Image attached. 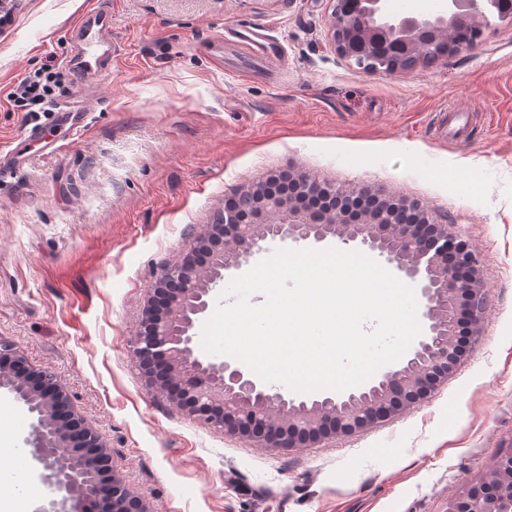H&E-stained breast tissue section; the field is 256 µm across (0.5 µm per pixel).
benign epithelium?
Returning a JSON list of instances; mask_svg holds the SVG:
<instances>
[{"label":"benign epithelium","mask_w":512,"mask_h":512,"mask_svg":"<svg viewBox=\"0 0 512 512\" xmlns=\"http://www.w3.org/2000/svg\"><path fill=\"white\" fill-rule=\"evenodd\" d=\"M352 21L333 10L336 51L344 58L374 53L426 63L425 46L491 10V0H443L402 17L387 0H356ZM335 185L298 171H279L242 187L224 204L223 219L207 225L182 262L152 286L132 351L151 389L186 415L204 419L264 448L311 447L374 427L425 402L468 356L484 316L481 261L472 246L431 222L418 204L362 186L344 195L374 197L355 214L309 204L334 198ZM336 239L383 257L417 289L427 327L408 357L370 385L345 395L296 401L273 391L227 361L195 354L194 328L210 306L213 286L247 269L274 245ZM32 415L26 444L42 479L59 497L35 512H149L145 500L117 476L105 480L110 455L100 435L78 419L68 391L47 371L34 369L16 346L0 341V391ZM449 512H512V455L505 457Z\"/></svg>","instance_id":"7a95c632"}]
</instances>
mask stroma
I'll return each mask as SVG.
<instances>
[{"mask_svg":"<svg viewBox=\"0 0 512 512\" xmlns=\"http://www.w3.org/2000/svg\"><path fill=\"white\" fill-rule=\"evenodd\" d=\"M94 0H18L0 30V339L53 372L151 512H449L512 455V25L427 66L372 72L332 42V0H105L119 60L85 88L67 30ZM267 28L276 59L238 36ZM55 65L73 132L8 94ZM467 127L439 136L447 112ZM293 169L377 186L428 209L479 252L485 311L457 373L368 430L263 448L151 391L131 340L150 288L243 185ZM0 397V465L34 512L54 493Z\"/></svg>","mask_w":512,"mask_h":512,"instance_id":"35a3bbf8","label":"stroma"}]
</instances>
